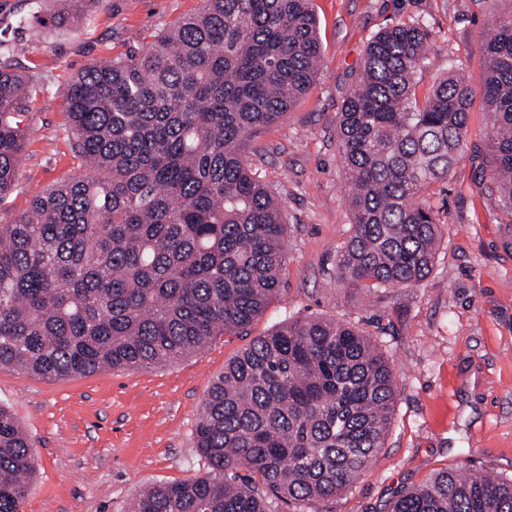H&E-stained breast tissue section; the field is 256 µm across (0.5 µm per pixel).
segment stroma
Masks as SVG:
<instances>
[{"instance_id":"35a3bbf8","label":"stroma","mask_w":512,"mask_h":512,"mask_svg":"<svg viewBox=\"0 0 512 512\" xmlns=\"http://www.w3.org/2000/svg\"><path fill=\"white\" fill-rule=\"evenodd\" d=\"M202 0H93L85 15L50 22L52 0H0V58L34 86L17 185L0 222L26 213L52 184L77 173L62 91L90 63L145 50ZM322 66L286 114L247 139L251 171L280 197L288 225L281 292L248 335L215 337L176 362L46 380L0 367L36 458L22 512H122L141 489L207 475L194 431L211 382L250 338L288 316L329 317L362 329L396 376L395 417L374 464L318 512H380L402 488L446 467L512 477V210L489 178L482 90L471 102L462 155L423 194L441 229L428 277L411 287L358 288L337 280L353 232L337 118L370 39L419 22L434 52L417 74L425 95L463 61L473 79L493 14L512 0H313Z\"/></svg>"}]
</instances>
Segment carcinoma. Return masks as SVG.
<instances>
[{
	"label": "carcinoma",
	"mask_w": 512,
	"mask_h": 512,
	"mask_svg": "<svg viewBox=\"0 0 512 512\" xmlns=\"http://www.w3.org/2000/svg\"><path fill=\"white\" fill-rule=\"evenodd\" d=\"M92 0H62L55 20ZM483 43L489 153L512 209V10ZM432 32L395 24L368 44L338 120L353 233L337 277L409 287L440 236L421 200L461 156L463 63L418 100ZM321 62L312 0H203L143 52L87 66L64 88L81 173L0 223V367L56 379L178 361L241 334L280 291L287 224L242 147L310 88ZM30 90L0 62V200L27 142ZM398 391L371 337L286 317L211 384L195 428L206 477L144 488L126 512H317L384 448ZM31 441L0 404V512H22ZM384 512H512V478L443 469Z\"/></svg>",
	"instance_id": "obj_1"
}]
</instances>
